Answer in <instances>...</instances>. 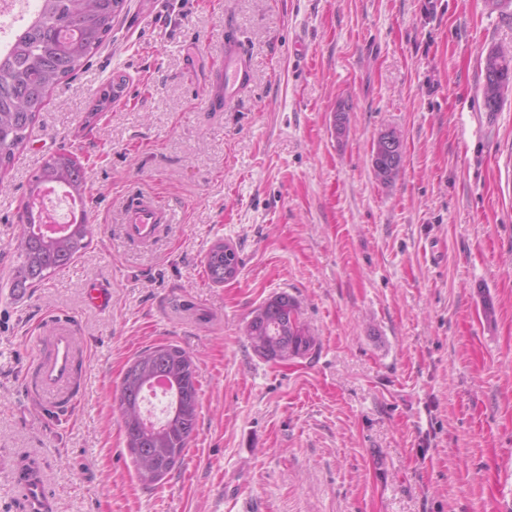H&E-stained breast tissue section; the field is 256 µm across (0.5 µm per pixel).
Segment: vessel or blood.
<instances>
[{
  "instance_id": "b4317fda",
  "label": "vessel or blood",
  "mask_w": 512,
  "mask_h": 512,
  "mask_svg": "<svg viewBox=\"0 0 512 512\" xmlns=\"http://www.w3.org/2000/svg\"><path fill=\"white\" fill-rule=\"evenodd\" d=\"M252 67L247 59L243 41L236 36L226 38L224 53L207 88V95L215 101L230 102L250 83ZM173 216L155 201L144 197L131 198L123 210V222L128 241L145 244L154 240L161 225L173 223ZM47 351L37 353L34 368L43 390L58 393L66 409H74L77 395L71 394L76 368L77 338L68 326L48 319L43 327ZM28 512H47L51 500L48 486L42 482L24 486Z\"/></svg>"
}]
</instances>
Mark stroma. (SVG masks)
I'll return each instance as SVG.
<instances>
[{
	"instance_id": "1",
	"label": "stroma",
	"mask_w": 512,
	"mask_h": 512,
	"mask_svg": "<svg viewBox=\"0 0 512 512\" xmlns=\"http://www.w3.org/2000/svg\"><path fill=\"white\" fill-rule=\"evenodd\" d=\"M230 34L254 75L212 108ZM511 45L512 0H126L0 174V512H25L13 474L30 461L51 512H512V89L493 114L482 97L487 53ZM386 131L403 142L388 184ZM63 151L92 241L12 293L30 180ZM141 192L175 215L146 245L122 223ZM219 241L239 273L216 285ZM89 281L110 312L86 306ZM283 291L317 345L268 362L242 328ZM51 311L87 358L73 415L28 388ZM159 344L191 355L200 409L183 465L147 488L114 396ZM400 145L401 143L399 136L396 133L391 132L381 134L375 141L372 167L374 174L377 175L378 178H386L390 174V171L393 170L394 166L398 163V166L391 174L390 179L383 181V183H390L399 174L402 165V155L399 160L401 152ZM383 161L388 162V165H385ZM224 242H217L211 246L205 258V266L208 278L214 284H224L228 280L234 279L235 275L226 270L224 272Z\"/></svg>"
}]
</instances>
